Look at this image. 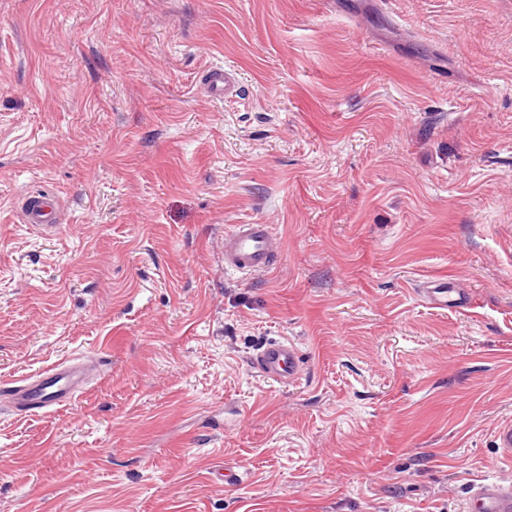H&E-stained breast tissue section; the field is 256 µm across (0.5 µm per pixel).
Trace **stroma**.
Instances as JSON below:
<instances>
[{"label": "stroma", "instance_id": "obj_1", "mask_svg": "<svg viewBox=\"0 0 512 512\" xmlns=\"http://www.w3.org/2000/svg\"><path fill=\"white\" fill-rule=\"evenodd\" d=\"M236 224L275 269L225 270ZM281 337L301 386L251 367ZM71 358V404L0 407V512H467L512 479V0H0V382ZM207 92L218 98L238 96L240 87L234 69L224 66H209L200 75ZM55 203L43 196L31 197L26 205L21 207V216L24 224H31L39 230H48L54 227ZM281 238L270 224H238L224 236V268L249 274L275 268ZM418 292L423 302L437 309L459 308L470 304L468 293L448 290L445 283L436 280L423 281Z\"/></svg>", "mask_w": 512, "mask_h": 512}]
</instances>
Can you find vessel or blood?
<instances>
[{
  "instance_id": "vessel-or-blood-1",
  "label": "vessel or blood",
  "mask_w": 512,
  "mask_h": 512,
  "mask_svg": "<svg viewBox=\"0 0 512 512\" xmlns=\"http://www.w3.org/2000/svg\"><path fill=\"white\" fill-rule=\"evenodd\" d=\"M207 92L218 98L239 95L234 69L210 66L200 75ZM54 202L43 196L31 197L21 208L23 223L39 230L53 228ZM282 241L268 224H239L224 237V267L240 273L265 272L275 268ZM423 302L437 309L469 305L468 293L448 289L435 280L423 281L419 290ZM251 366L258 376L286 384H300L305 376L304 362L296 345L287 339L260 345L252 355ZM87 372L83 363L54 365L23 383L0 385V399H8L17 411L30 413L67 405L82 391ZM470 512H512V484L487 482L478 486L469 502Z\"/></svg>"
}]
</instances>
